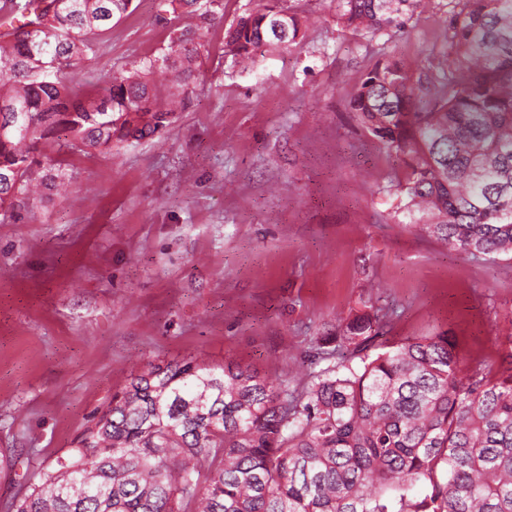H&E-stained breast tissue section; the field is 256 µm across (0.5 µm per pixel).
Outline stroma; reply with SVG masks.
I'll list each match as a JSON object with an SVG mask.
<instances>
[{"mask_svg": "<svg viewBox=\"0 0 512 512\" xmlns=\"http://www.w3.org/2000/svg\"><path fill=\"white\" fill-rule=\"evenodd\" d=\"M197 30L189 107L155 137L63 154L66 191L0 223V506L69 455L135 368L192 357L262 374L309 370L316 337L362 302L387 308V341L448 333L467 363L512 366V260L472 256L389 215L403 163L348 108L362 76L393 58L432 97L448 0L405 31L368 40L321 0L304 36L254 67L222 53L252 0H223ZM166 0H133L100 32L88 82L158 54Z\"/></svg>", "mask_w": 512, "mask_h": 512, "instance_id": "stroma-1", "label": "stroma"}]
</instances>
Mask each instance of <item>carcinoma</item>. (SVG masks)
<instances>
[{"label": "carcinoma", "instance_id": "carcinoma-1", "mask_svg": "<svg viewBox=\"0 0 512 512\" xmlns=\"http://www.w3.org/2000/svg\"><path fill=\"white\" fill-rule=\"evenodd\" d=\"M132 0H26V27L0 35V216L66 172L62 148L90 154L169 127L191 102L196 32L223 0H168L158 55L91 93L78 74L92 35ZM373 39L416 21L429 0H325ZM445 49L432 60L433 105L395 59L376 63L349 101L358 125L405 165L389 181L393 219L470 254L512 256V0H448ZM305 16L256 0L224 31V54L253 62L288 50ZM68 133L59 142V131ZM383 328L369 303L316 339L305 377L248 365L147 363L9 512H512V367L467 366L454 337L414 336L371 352ZM334 348H329L331 343Z\"/></svg>", "mask_w": 512, "mask_h": 512}]
</instances>
